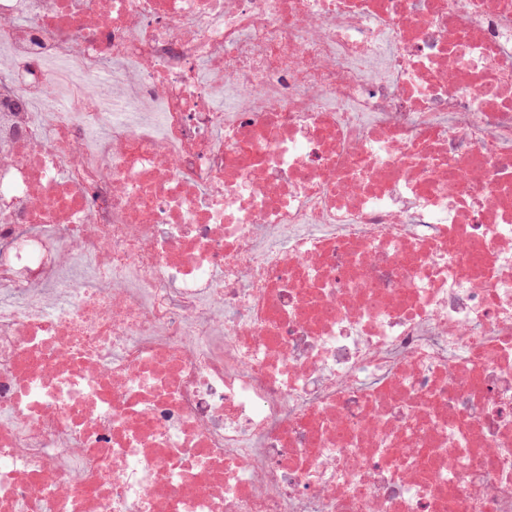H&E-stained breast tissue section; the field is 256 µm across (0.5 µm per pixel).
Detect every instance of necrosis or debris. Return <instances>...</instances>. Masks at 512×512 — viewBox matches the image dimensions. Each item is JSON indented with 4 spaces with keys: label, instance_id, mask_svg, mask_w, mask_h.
<instances>
[{
    "label": "necrosis or debris",
    "instance_id": "1",
    "mask_svg": "<svg viewBox=\"0 0 512 512\" xmlns=\"http://www.w3.org/2000/svg\"><path fill=\"white\" fill-rule=\"evenodd\" d=\"M0 512H512V0H0Z\"/></svg>",
    "mask_w": 512,
    "mask_h": 512
}]
</instances>
